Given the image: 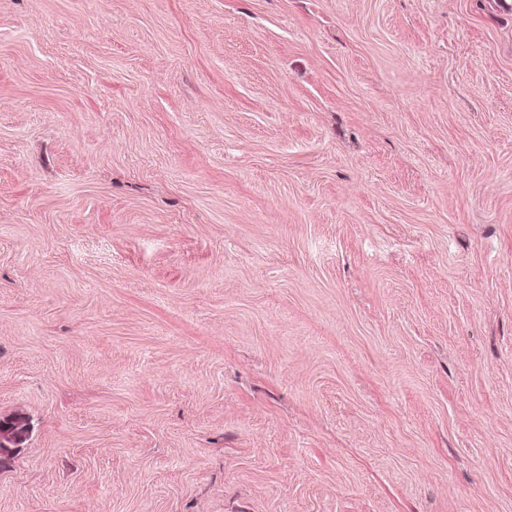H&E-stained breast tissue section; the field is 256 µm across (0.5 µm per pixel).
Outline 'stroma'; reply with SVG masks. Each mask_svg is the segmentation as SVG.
I'll return each instance as SVG.
<instances>
[{"mask_svg":"<svg viewBox=\"0 0 512 512\" xmlns=\"http://www.w3.org/2000/svg\"><path fill=\"white\" fill-rule=\"evenodd\" d=\"M0 512H512V11L0 0Z\"/></svg>","mask_w":512,"mask_h":512,"instance_id":"obj_1","label":"stroma"}]
</instances>
